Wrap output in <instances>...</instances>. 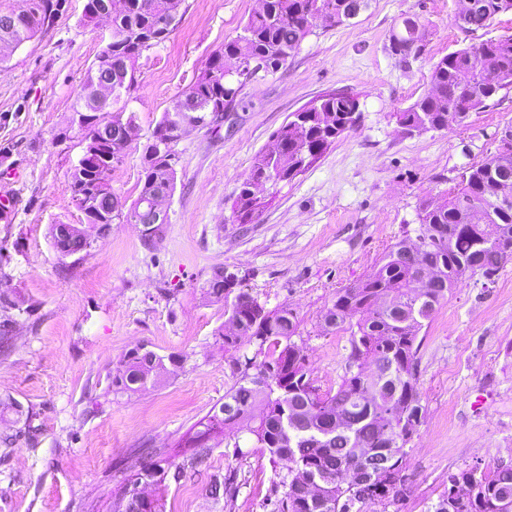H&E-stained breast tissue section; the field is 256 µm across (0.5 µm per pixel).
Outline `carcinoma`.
I'll list each match as a JSON object with an SVG mask.
<instances>
[{"mask_svg": "<svg viewBox=\"0 0 512 512\" xmlns=\"http://www.w3.org/2000/svg\"><path fill=\"white\" fill-rule=\"evenodd\" d=\"M171 17L179 15L184 0H127L112 13V43L80 83L73 112L85 117L79 127L88 137L97 124L112 122L115 113L127 115L130 99L93 93L104 88L116 69L127 72L135 83L141 52L165 42L174 26L161 25L152 2ZM369 0H264V7L247 19L242 33L224 43L212 56L195 82L173 102L153 130L142 155L141 190L127 210L105 216L84 207L87 197L112 190L110 176L121 161L131 139L112 138L99 153L70 173L72 198L90 224H110L124 216L137 223V211L147 208L175 189L176 170L167 155L158 153L156 139L173 143L179 112L194 113L202 125L220 122L234 102L242 82L226 76L224 60L233 59L242 75L268 71L285 64L314 29L318 21L344 22L365 9ZM22 27L5 30L4 37L21 46L30 41L62 8L61 0H28ZM512 13V0H464L457 20L466 30L489 27L495 17ZM427 23L413 27L411 18L392 34V52L407 60L424 47ZM512 88V36L488 40L459 49L433 64L430 89L397 121L409 131L442 130L460 123L466 115L485 106L501 90ZM356 97L347 93L323 96L317 106L295 112L273 135L269 148L256 154L251 180L243 183L234 209L244 219L257 205H241L252 187L277 183L271 177L268 153L277 151L276 167L296 177L316 162L338 137L351 129L358 111ZM512 150L498 149L469 166L453 190L436 201H424L417 210L414 227L404 231L381 257L372 273L336 291L323 315L327 330L349 332L348 369L336 389L315 385L302 347L296 312L286 305L273 309L259 301L239 280L218 268L208 281L207 294L224 301V313L234 327L229 334L217 330L224 350L238 352L240 338L249 337L252 356L236 358L234 384L224 393V402L190 428L181 447L189 449L179 463L165 457L162 448H151L152 460L127 476L112 493V512L132 498L144 484L158 495L153 512H165L164 492L180 484L189 473L209 467L211 439L224 435L233 455L242 447L261 448L273 460L288 461V473L276 483L271 512H362L357 505L381 503L406 494L403 475L406 445L424 418L418 389L415 342L426 322L448 302V295L476 272L491 278L512 259ZM55 247L79 253L90 245L51 227ZM158 353H127L120 361L115 386L136 392L168 372ZM32 441L36 430L30 418L12 433H0V447L10 448L19 439ZM384 462L391 478L355 486L343 474L357 470L370 474ZM234 476L211 474L206 491L228 507L236 493ZM512 505V465L488 470L476 468L448 473V491L428 512H501Z\"/></svg>", "mask_w": 512, "mask_h": 512, "instance_id": "1", "label": "carcinoma"}]
</instances>
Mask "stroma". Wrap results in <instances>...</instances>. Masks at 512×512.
<instances>
[{
  "label": "stroma",
  "mask_w": 512,
  "mask_h": 512,
  "mask_svg": "<svg viewBox=\"0 0 512 512\" xmlns=\"http://www.w3.org/2000/svg\"><path fill=\"white\" fill-rule=\"evenodd\" d=\"M85 4L65 0L0 65V197L13 201L0 215V292L15 303L0 310L11 322L0 349V431L14 429L19 407L39 430L0 461V512H111V491L139 465V449L163 448L181 462L180 439L235 381L216 336L224 304L206 293L214 268L237 275L267 307L290 306L313 378L336 387L349 335L323 330L321 319L337 289L369 275L402 226L415 223L420 200L453 187L512 125V88L443 130L409 133L396 118L428 91L440 58L512 36L511 12L466 32L457 0H370L353 20L319 24L282 67L244 80L222 122L184 128L159 238L145 243L140 225L120 217L90 248L63 257L52 225L84 221L70 188L84 147L72 105L104 48ZM258 6L184 0L170 38L143 51L131 92L135 133L110 178L126 203L138 197L156 124ZM418 13L429 21L425 50L405 63L390 50L391 34ZM331 92L358 99L354 127L291 182L266 186L241 220L233 203L255 155L291 113ZM418 340L425 414L406 460L408 492L363 512H426L449 473L512 465V261L455 289ZM143 344L184 360L145 390L113 392L120 360ZM211 465L237 474L231 509L197 477L169 487L166 512H271L273 483L288 468L262 449L237 457L221 444Z\"/></svg>",
  "instance_id": "obj_1"
}]
</instances>
